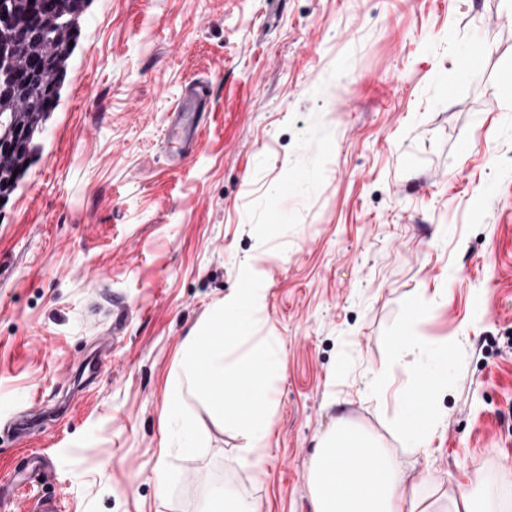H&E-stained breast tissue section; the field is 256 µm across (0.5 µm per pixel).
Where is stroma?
Returning a JSON list of instances; mask_svg holds the SVG:
<instances>
[{"instance_id": "stroma-1", "label": "stroma", "mask_w": 512, "mask_h": 512, "mask_svg": "<svg viewBox=\"0 0 512 512\" xmlns=\"http://www.w3.org/2000/svg\"><path fill=\"white\" fill-rule=\"evenodd\" d=\"M194 79L211 111L176 163L166 117ZM34 144L0 201V512H203L217 485L313 512L340 417L427 502L467 485L512 508V0H88ZM244 265L256 333L283 346L253 467L178 363ZM442 347L438 432L413 455L390 420ZM37 402L70 409L14 439Z\"/></svg>"}]
</instances>
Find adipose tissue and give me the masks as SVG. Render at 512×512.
I'll return each instance as SVG.
<instances>
[{"mask_svg":"<svg viewBox=\"0 0 512 512\" xmlns=\"http://www.w3.org/2000/svg\"><path fill=\"white\" fill-rule=\"evenodd\" d=\"M404 396L392 421L395 434L414 454L427 452L439 421L431 409L415 413ZM309 467L313 512H429L416 493L406 492L386 448L340 419L319 438Z\"/></svg>","mask_w":512,"mask_h":512,"instance_id":"1","label":"adipose tissue"}]
</instances>
